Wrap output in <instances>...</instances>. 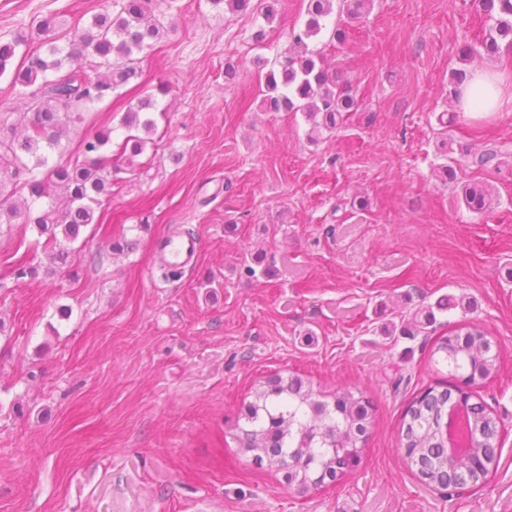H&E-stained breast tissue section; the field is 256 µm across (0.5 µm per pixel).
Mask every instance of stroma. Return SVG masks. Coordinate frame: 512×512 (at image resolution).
I'll list each match as a JSON object with an SVG mask.
<instances>
[{"mask_svg":"<svg viewBox=\"0 0 512 512\" xmlns=\"http://www.w3.org/2000/svg\"><path fill=\"white\" fill-rule=\"evenodd\" d=\"M123 0H0V41H38L119 12ZM307 0L234 13L211 0H150L161 36L141 78L88 105L64 145L111 127L155 95V128L123 162L84 228L77 275L10 279L38 236L0 229V512H512V110L455 114L463 46L487 20L477 0H373L344 42L318 37L359 108L334 133L262 106L257 59L292 58ZM460 181L492 205L468 211L441 181L440 134ZM498 146L499 160L476 156ZM203 240L197 269L163 281L151 241L169 228ZM138 246L113 255V236ZM264 257L268 276L244 258ZM470 301L438 323L495 336L497 377L480 394L503 426L498 468L454 495L422 484L397 434L412 396L449 378L409 335L421 307ZM298 376L334 395L365 392L374 421L348 477L305 493L241 455L234 438L251 387Z\"/></svg>","mask_w":512,"mask_h":512,"instance_id":"35a3bbf8","label":"stroma"}]
</instances>
